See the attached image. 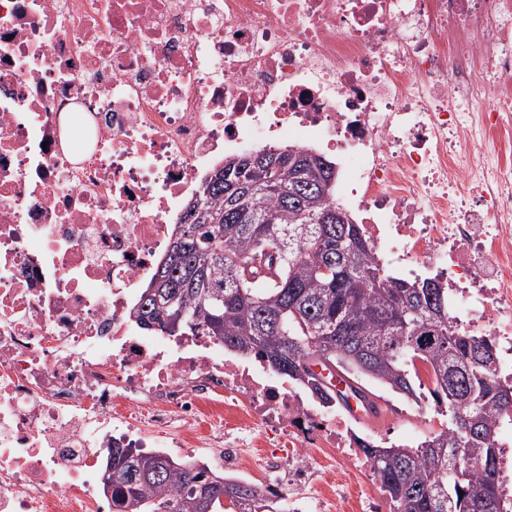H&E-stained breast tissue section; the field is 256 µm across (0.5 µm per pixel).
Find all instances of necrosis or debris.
Returning <instances> with one entry per match:
<instances>
[{
	"instance_id": "4bbe7bcc",
	"label": "necrosis or debris",
	"mask_w": 512,
	"mask_h": 512,
	"mask_svg": "<svg viewBox=\"0 0 512 512\" xmlns=\"http://www.w3.org/2000/svg\"><path fill=\"white\" fill-rule=\"evenodd\" d=\"M290 138L512 375V0H0V512H110L115 444L260 447L289 512H349L306 455L362 463L335 403L130 315L210 170Z\"/></svg>"
}]
</instances>
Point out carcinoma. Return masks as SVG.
<instances>
[{
    "label": "carcinoma",
    "mask_w": 512,
    "mask_h": 512,
    "mask_svg": "<svg viewBox=\"0 0 512 512\" xmlns=\"http://www.w3.org/2000/svg\"><path fill=\"white\" fill-rule=\"evenodd\" d=\"M263 153L204 180L132 317L171 336L200 331L340 407L315 362L373 409L386 392L432 400L440 431L412 446L361 442L396 512H512L496 439L512 385L493 343L456 329L440 281L391 274L360 225L336 223L343 208L319 190L316 159ZM101 480L112 512H285L253 482L142 448L108 449Z\"/></svg>",
    "instance_id": "obj_1"
}]
</instances>
